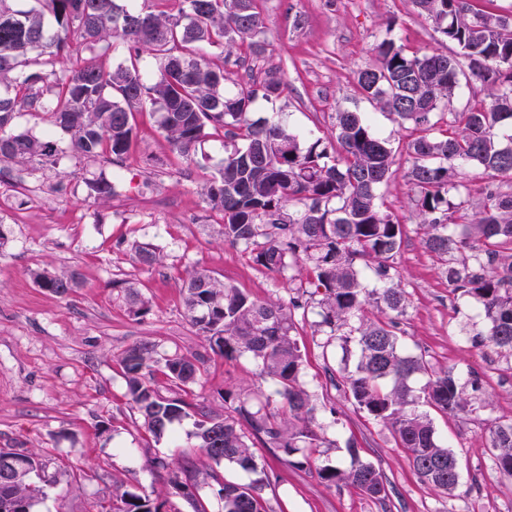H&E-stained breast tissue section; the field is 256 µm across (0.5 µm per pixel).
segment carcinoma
I'll list each match as a JSON object with an SVG mask.
<instances>
[{
	"label": "carcinoma",
	"instance_id": "1",
	"mask_svg": "<svg viewBox=\"0 0 512 512\" xmlns=\"http://www.w3.org/2000/svg\"><path fill=\"white\" fill-rule=\"evenodd\" d=\"M9 2L0 0V75L16 76L11 91L0 94V164L16 171V185L23 186L25 173L56 163L61 152L51 131L39 137L11 132L16 113L44 116L69 136L71 150L83 159L121 165L136 139L133 112L148 105L173 150L186 159L197 157L209 131L224 133V165L205 193L208 207L224 217V240L242 247L273 275L293 266L306 271L300 287L309 299L259 301L205 269L194 270L184 287V305L209 350L227 360L251 357L258 377L275 389L267 395L226 393L221 416L193 413L189 392L165 396L154 375L160 372L186 388L195 383L206 356H161L136 344L121 363L131 405L146 429L159 438L174 422L192 417L207 458L258 475L248 484H221L224 512H267L265 471L248 444L252 437L298 455L297 467L316 468L329 485L350 484L385 500L384 479L373 464L354 456L347 467L320 466L313 457L323 437L312 395L300 382L303 356L292 331L295 311H307L315 297L330 339L358 356L354 371L329 375L332 386L391 429L423 481L450 493L458 484L456 457L419 411V397L409 386L430 366L423 355L405 350L399 336V319L408 308L394 265L403 230L379 196L395 163L388 141L348 110L336 112V143L316 140L305 147L283 119L247 118L257 98L283 93V75L269 67L259 80L228 95L229 73L205 48L229 54L245 45L254 56L263 53L265 23L257 0H182L175 17L161 9L163 0H143L141 6L130 0H38L41 8L29 10H15ZM413 2L458 53L410 54L384 39L375 47L376 62L358 73L357 82L381 111L419 130L407 146L417 233L441 262L451 292L481 304L490 328L478 343L511 356L512 191L484 187L480 210L471 218L455 216L448 193L468 186L469 168L512 182V135L506 145L499 136L501 125L512 122V16L474 11L469 0ZM114 38L127 52L125 62L110 70L85 62L65 75L57 72L58 58H78L99 44L109 50ZM32 51L34 58L28 57ZM144 52L156 63L151 78L137 66ZM32 64L34 71L28 70ZM463 79L487 85L488 93L478 106L456 112L453 102ZM439 110L451 119L438 132L433 117ZM85 184L98 202L115 195L105 178ZM134 252L142 265L159 261L150 245H136ZM370 277L383 287H367ZM35 279L61 296L77 285L74 274L41 272ZM125 301L134 316L149 311V300L132 284L126 286ZM425 402L445 414L470 405L465 386L450 370L429 381ZM491 447L497 469L512 476V422L493 427ZM16 456L28 459L29 469L4 476V465ZM55 483L35 455L0 448V512H32ZM162 509L145 494L123 498L119 505L100 504L97 512Z\"/></svg>",
	"mask_w": 512,
	"mask_h": 512
}]
</instances>
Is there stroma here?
I'll return each instance as SVG.
<instances>
[{
	"label": "stroma",
	"mask_w": 512,
	"mask_h": 512,
	"mask_svg": "<svg viewBox=\"0 0 512 512\" xmlns=\"http://www.w3.org/2000/svg\"><path fill=\"white\" fill-rule=\"evenodd\" d=\"M266 23V51L239 65L230 55L225 86L235 94L246 66L277 67L287 82L274 100L257 98L250 120L285 114L302 143L334 138L336 113H361L389 140L394 174L379 194L404 228L395 263L409 307L399 328L405 349L421 354L433 371L450 369L469 392L471 411L433 414L441 440L458 459L459 481L443 494L414 472L390 429L358 408L330 374L354 370L355 354L327 343L315 311L296 315L294 337L303 354L302 380L313 394L325 444L318 464L372 463L386 479L388 500L378 503L346 485L330 486L316 472L296 468L284 449L255 443L264 464L269 512H512V477L494 463L490 428L512 420V356L476 344L487 322L478 304L455 299L439 261L421 246L411 216L415 191L406 173L407 144L417 132L380 111L360 90L357 74L390 38L407 51L456 53L457 48L421 17L412 0H258ZM137 138L123 165L87 162L64 151L57 164L26 175L25 187L0 173V448L37 454L57 477L33 512H95L98 504L149 494L174 512H193L171 479L191 476L206 512H224L219 481L245 484L251 473L209 462L192 419L156 438L131 409L121 359L132 345L155 344L160 354L188 356L207 349L183 304L188 272L208 270L255 299L288 298L295 281L268 273L249 253L224 240V219L204 201V190L224 162V136L206 138L201 164L175 153L151 111L136 113ZM113 182L112 200L95 205L86 179ZM157 248L153 266L136 262L133 244ZM76 274L78 288L59 296L38 286L35 272ZM136 283L150 301L142 317L121 296ZM247 357L211 356L190 402L215 414L224 395L258 390Z\"/></svg>",
	"instance_id": "stroma-1"
}]
</instances>
